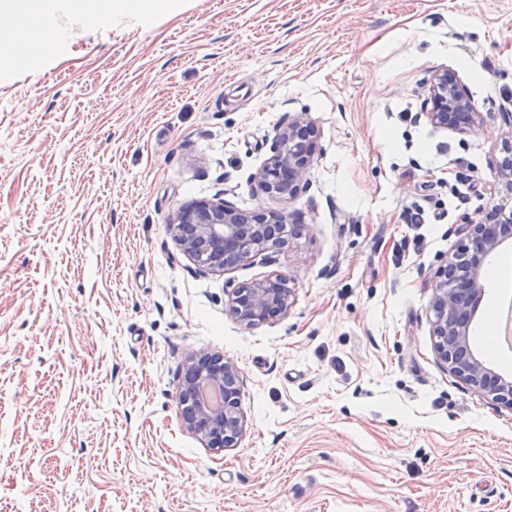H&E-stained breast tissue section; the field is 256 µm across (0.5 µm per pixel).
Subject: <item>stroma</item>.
<instances>
[{"label": "stroma", "mask_w": 512, "mask_h": 512, "mask_svg": "<svg viewBox=\"0 0 512 512\" xmlns=\"http://www.w3.org/2000/svg\"><path fill=\"white\" fill-rule=\"evenodd\" d=\"M59 2L67 41L0 32V512H512V410L429 323L508 130L512 0H182L104 28ZM445 67L479 129L420 119ZM295 112L321 129L300 235L199 275L169 222L277 208L251 176ZM272 273L288 314L237 323L232 289ZM191 350L241 368L236 447L182 427Z\"/></svg>", "instance_id": "1"}]
</instances>
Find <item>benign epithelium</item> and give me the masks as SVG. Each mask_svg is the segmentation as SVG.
<instances>
[{
	"instance_id": "7a95c632",
	"label": "benign epithelium",
	"mask_w": 512,
	"mask_h": 512,
	"mask_svg": "<svg viewBox=\"0 0 512 512\" xmlns=\"http://www.w3.org/2000/svg\"><path fill=\"white\" fill-rule=\"evenodd\" d=\"M423 116L435 128L470 130L481 123L455 71H436L426 84ZM321 131L307 112L274 128L270 156L253 174L259 191L286 205L309 184ZM489 204L464 222L466 241L448 254L431 282V329L434 348L447 369L471 389L512 409V382L491 375L482 361L467 354L466 320L472 297L483 289L480 266L502 240L512 239V135L490 160ZM182 253L202 274L224 275L254 260L268 247L284 248L296 225L283 210L244 212L222 199L181 208L167 225ZM294 303L289 280L280 274L241 284L228 301V314L252 327L288 314ZM239 366L221 354L190 351L182 370L181 393L187 397L182 425L207 447L232 448L244 432L240 409Z\"/></svg>"
}]
</instances>
